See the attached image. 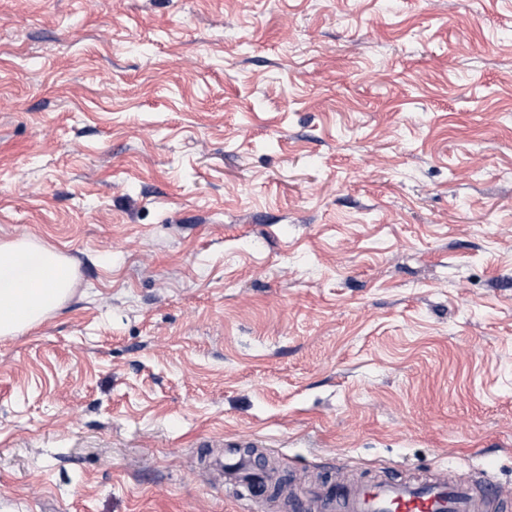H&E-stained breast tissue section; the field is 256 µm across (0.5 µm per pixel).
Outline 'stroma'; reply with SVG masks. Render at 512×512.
I'll return each mask as SVG.
<instances>
[{
    "instance_id": "35a3bbf8",
    "label": "stroma",
    "mask_w": 512,
    "mask_h": 512,
    "mask_svg": "<svg viewBox=\"0 0 512 512\" xmlns=\"http://www.w3.org/2000/svg\"><path fill=\"white\" fill-rule=\"evenodd\" d=\"M0 512H240L484 474L512 501V0H0ZM72 266L26 237L0 244V341L39 327L68 298ZM242 492L244 497L242 500L246 501L248 508L244 509L245 512H258V510H264L263 503L267 504L269 499V491L266 486L254 483L244 485Z\"/></svg>"
}]
</instances>
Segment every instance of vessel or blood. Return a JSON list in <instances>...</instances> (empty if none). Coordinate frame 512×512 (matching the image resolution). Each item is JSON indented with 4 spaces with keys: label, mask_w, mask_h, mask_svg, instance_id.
<instances>
[{
    "label": "vessel or blood",
    "mask_w": 512,
    "mask_h": 512,
    "mask_svg": "<svg viewBox=\"0 0 512 512\" xmlns=\"http://www.w3.org/2000/svg\"><path fill=\"white\" fill-rule=\"evenodd\" d=\"M297 512H512L487 477L470 483L377 478L338 487L316 500L292 499Z\"/></svg>",
    "instance_id": "1"
}]
</instances>
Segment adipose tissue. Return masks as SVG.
<instances>
[{
    "label": "adipose tissue",
    "mask_w": 512,
    "mask_h": 512,
    "mask_svg": "<svg viewBox=\"0 0 512 512\" xmlns=\"http://www.w3.org/2000/svg\"><path fill=\"white\" fill-rule=\"evenodd\" d=\"M72 266L28 238L0 244V341L39 327L68 298Z\"/></svg>",
    "instance_id": "adipose-tissue-1"
}]
</instances>
